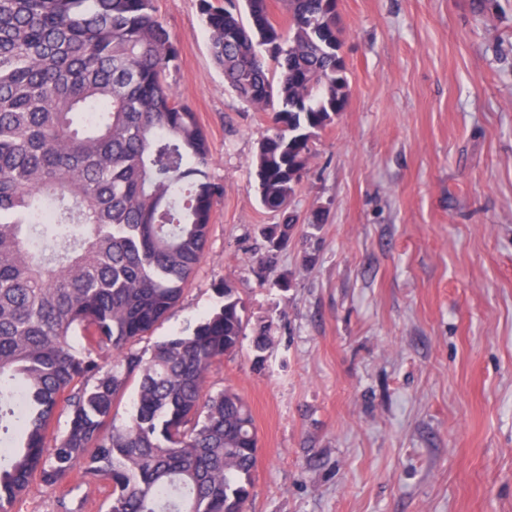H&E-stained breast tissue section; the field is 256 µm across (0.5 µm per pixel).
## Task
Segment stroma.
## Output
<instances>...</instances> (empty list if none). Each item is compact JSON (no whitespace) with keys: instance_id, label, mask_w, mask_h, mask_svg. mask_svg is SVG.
Instances as JSON below:
<instances>
[{"instance_id":"35a3bbf8","label":"stroma","mask_w":512,"mask_h":512,"mask_svg":"<svg viewBox=\"0 0 512 512\" xmlns=\"http://www.w3.org/2000/svg\"><path fill=\"white\" fill-rule=\"evenodd\" d=\"M154 5L180 54L167 82L224 195L180 303L140 346L190 332L224 282L270 325L264 370L245 345L206 385L252 411L251 512H512V0H338L349 101L265 267L279 218L251 161L268 117L225 85L198 0ZM106 496L36 484L13 512H105Z\"/></svg>"}]
</instances>
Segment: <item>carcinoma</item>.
I'll return each instance as SVG.
<instances>
[{"label":"carcinoma","mask_w":512,"mask_h":512,"mask_svg":"<svg viewBox=\"0 0 512 512\" xmlns=\"http://www.w3.org/2000/svg\"><path fill=\"white\" fill-rule=\"evenodd\" d=\"M284 2L286 30L269 0H199L228 87L269 113L253 159L281 217L268 264L296 227L313 142L350 97L336 0ZM179 62L153 0H0V512L77 474L108 490L107 512H246L253 416L206 380L249 329L262 366L270 325L250 326L226 283L192 332L136 348L179 304L224 196L196 113L166 82Z\"/></svg>","instance_id":"carcinoma-1"}]
</instances>
